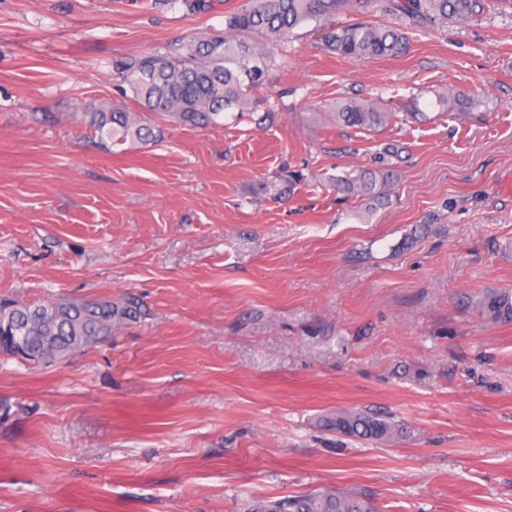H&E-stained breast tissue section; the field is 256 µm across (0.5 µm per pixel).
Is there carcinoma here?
I'll list each match as a JSON object with an SVG mask.
<instances>
[{"instance_id":"carcinoma-1","label":"carcinoma","mask_w":512,"mask_h":512,"mask_svg":"<svg viewBox=\"0 0 512 512\" xmlns=\"http://www.w3.org/2000/svg\"><path fill=\"white\" fill-rule=\"evenodd\" d=\"M396 18L438 24H464L484 13L487 0H245L224 16V32L175 40L162 50L118 60L112 76L122 91L144 112H155L179 124L207 128L226 117L236 122L251 104L275 62L278 46L294 30L315 23L324 46L340 58L398 57L408 49L401 28L366 19L373 2ZM354 10L359 18L338 25L337 15ZM331 120L338 125L376 131L397 118L376 100L336 107ZM90 126L114 146L151 142L154 127L145 116L102 104L90 113ZM397 179L387 168L336 178V190L359 197L374 209L388 201ZM493 319L512 320V295L495 293L484 303ZM137 302L92 298L28 304L0 296V355L20 363H42L68 357L99 343L114 329L137 319ZM328 427L345 436L379 443L395 432V424L361 411L339 413ZM255 512H380L375 501L361 493L313 490L260 503Z\"/></svg>"}]
</instances>
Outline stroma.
I'll return each instance as SVG.
<instances>
[{"label":"stroma","instance_id":"35a3bbf8","mask_svg":"<svg viewBox=\"0 0 512 512\" xmlns=\"http://www.w3.org/2000/svg\"><path fill=\"white\" fill-rule=\"evenodd\" d=\"M0 0V295H137L141 322L63 362L0 357V512H251L317 488L380 512H512V10L396 21L398 58L347 60L314 25L252 114L154 116L112 146L88 112L134 109L112 63L222 32L244 0ZM455 88L471 100L440 115ZM418 102L369 132L337 104ZM396 169L366 211L334 177ZM288 171L303 179L278 197ZM395 416L382 444L328 430ZM484 309L492 319L512 320V295L507 293L491 294L484 303Z\"/></svg>","mask_w":512,"mask_h":512}]
</instances>
